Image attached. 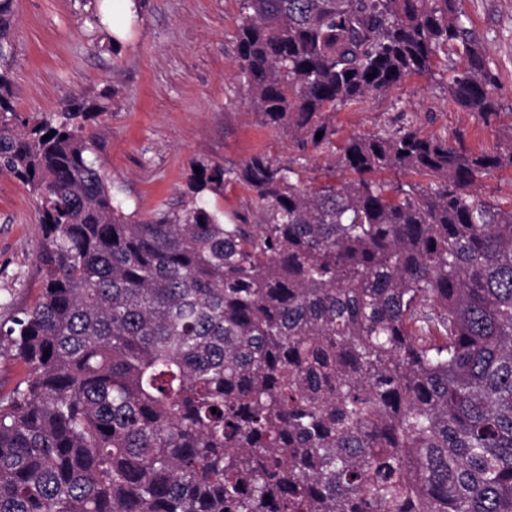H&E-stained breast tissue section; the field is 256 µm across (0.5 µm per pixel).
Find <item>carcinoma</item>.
Listing matches in <instances>:
<instances>
[{"mask_svg":"<svg viewBox=\"0 0 512 512\" xmlns=\"http://www.w3.org/2000/svg\"><path fill=\"white\" fill-rule=\"evenodd\" d=\"M235 41L263 123L344 176L254 155L137 219L88 156L101 106L15 111L0 0V172L43 234L39 300L0 328L28 369L0 512H512V206L475 189L512 169V125L480 152L332 141L333 112L450 52L448 101L497 123L463 0H239ZM227 181L255 223L198 198Z\"/></svg>","mask_w":512,"mask_h":512,"instance_id":"obj_1","label":"carcinoma"}]
</instances>
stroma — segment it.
Segmentation results:
<instances>
[{
  "label": "stroma",
  "instance_id": "obj_1",
  "mask_svg": "<svg viewBox=\"0 0 512 512\" xmlns=\"http://www.w3.org/2000/svg\"><path fill=\"white\" fill-rule=\"evenodd\" d=\"M131 19L104 17L102 0H13L16 58L12 103L37 117L66 105L98 103L88 120L91 156L107 177L124 213L151 216L180 209L199 166H237L265 154L327 173L331 157L299 151L285 134L263 125L237 81L234 35L237 0H135ZM465 11L497 76L500 121L512 124V0H465ZM126 25L125 39L112 32ZM456 55L434 74L411 76L384 94L339 109L332 118L335 145L352 135L412 126L478 150L495 142L477 113L449 102L442 85ZM223 221L252 216L254 197L228 182L206 193ZM43 244L38 211L27 188L0 173V324L38 300Z\"/></svg>",
  "mask_w": 512,
  "mask_h": 512
}]
</instances>
